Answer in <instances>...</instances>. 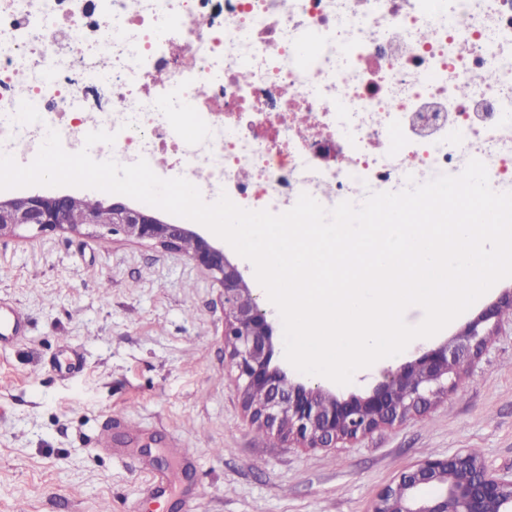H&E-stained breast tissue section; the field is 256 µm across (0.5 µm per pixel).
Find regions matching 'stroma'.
I'll list each match as a JSON object with an SVG mask.
<instances>
[{
  "instance_id": "obj_1",
  "label": "stroma",
  "mask_w": 512,
  "mask_h": 512,
  "mask_svg": "<svg viewBox=\"0 0 512 512\" xmlns=\"http://www.w3.org/2000/svg\"><path fill=\"white\" fill-rule=\"evenodd\" d=\"M29 321L0 346V512H370L418 461L478 452L512 472V321L427 413L333 448L251 421L224 347V298L186 253L117 232L0 236V298ZM78 346L81 372L53 363ZM143 434L95 439L110 417ZM194 450L186 464L169 446ZM165 466H158V458ZM173 483L147 499L150 472Z\"/></svg>"
}]
</instances>
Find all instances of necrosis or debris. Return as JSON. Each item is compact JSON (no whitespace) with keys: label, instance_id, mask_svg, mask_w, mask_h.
I'll return each instance as SVG.
<instances>
[{"label":"necrosis or debris","instance_id":"4bbe7bcc","mask_svg":"<svg viewBox=\"0 0 512 512\" xmlns=\"http://www.w3.org/2000/svg\"><path fill=\"white\" fill-rule=\"evenodd\" d=\"M51 129L275 214L473 158L512 189V0H0V151Z\"/></svg>","mask_w":512,"mask_h":512}]
</instances>
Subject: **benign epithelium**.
Listing matches in <instances>:
<instances>
[{"label":"benign epithelium","mask_w":512,"mask_h":512,"mask_svg":"<svg viewBox=\"0 0 512 512\" xmlns=\"http://www.w3.org/2000/svg\"><path fill=\"white\" fill-rule=\"evenodd\" d=\"M21 226L39 232L94 227L100 237L121 230L167 250L191 245L190 258L219 276L224 287V343L241 383L245 409L253 422L293 439L301 448H333L338 441L363 437L425 411L432 399L456 390L453 367L481 351L505 312L512 310L509 288L468 322L453 342L430 345L415 360L387 371L363 395L339 397L319 382L290 378L273 362L270 312L224 248L203 236L196 225L166 221L121 202L103 211L87 210L67 193L0 198V236ZM256 390L264 395L259 404L251 401ZM371 512H512V475H500L468 453L429 457L386 486Z\"/></svg>","instance_id":"obj_1"}]
</instances>
